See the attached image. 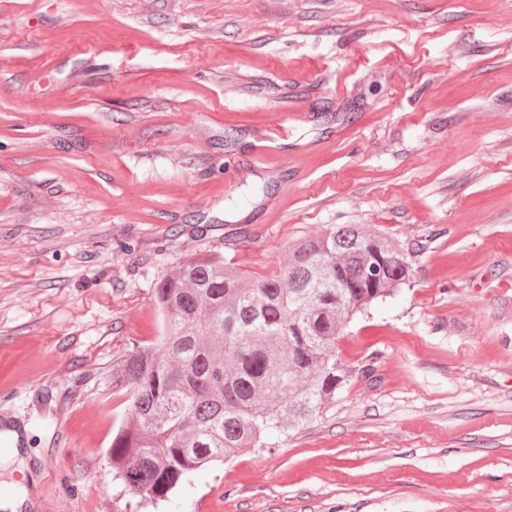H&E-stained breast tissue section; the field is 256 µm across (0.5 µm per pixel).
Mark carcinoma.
Here are the masks:
<instances>
[{
  "instance_id": "carcinoma-1",
  "label": "carcinoma",
  "mask_w": 512,
  "mask_h": 512,
  "mask_svg": "<svg viewBox=\"0 0 512 512\" xmlns=\"http://www.w3.org/2000/svg\"><path fill=\"white\" fill-rule=\"evenodd\" d=\"M414 275L403 248L360 224L296 241L267 276L220 253L180 261L155 288L159 340L112 364V390L127 395L113 478L156 506L192 472L318 416L353 374L374 371L373 353L358 370L338 358L344 329Z\"/></svg>"
}]
</instances>
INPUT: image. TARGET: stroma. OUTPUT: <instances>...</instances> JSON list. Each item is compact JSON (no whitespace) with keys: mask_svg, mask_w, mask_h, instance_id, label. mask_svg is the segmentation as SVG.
Masks as SVG:
<instances>
[{"mask_svg":"<svg viewBox=\"0 0 512 512\" xmlns=\"http://www.w3.org/2000/svg\"><path fill=\"white\" fill-rule=\"evenodd\" d=\"M335 224L415 268L336 344L374 378L121 495L108 378L158 282L210 252L264 276ZM2 410L36 512H512V0H0ZM6 431L18 433L20 437L17 443L6 434ZM23 439V440H22ZM27 443V432L25 427L16 422L12 417L4 412L0 414V445L4 448L25 447Z\"/></svg>","mask_w":512,"mask_h":512,"instance_id":"obj_1","label":"stroma"}]
</instances>
